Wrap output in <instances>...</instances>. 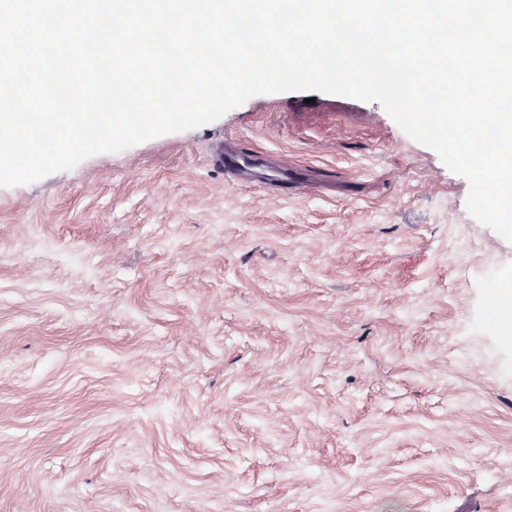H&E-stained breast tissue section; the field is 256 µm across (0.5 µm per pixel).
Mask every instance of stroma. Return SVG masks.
I'll return each mask as SVG.
<instances>
[{
    "label": "stroma",
    "mask_w": 512,
    "mask_h": 512,
    "mask_svg": "<svg viewBox=\"0 0 512 512\" xmlns=\"http://www.w3.org/2000/svg\"><path fill=\"white\" fill-rule=\"evenodd\" d=\"M468 191L322 92L0 187V512H512V242Z\"/></svg>",
    "instance_id": "1"
}]
</instances>
